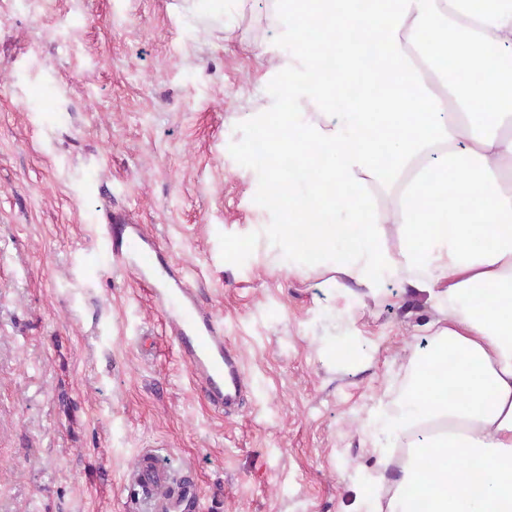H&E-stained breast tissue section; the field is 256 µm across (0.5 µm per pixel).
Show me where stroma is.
Segmentation results:
<instances>
[{
    "label": "stroma",
    "mask_w": 512,
    "mask_h": 512,
    "mask_svg": "<svg viewBox=\"0 0 512 512\" xmlns=\"http://www.w3.org/2000/svg\"><path fill=\"white\" fill-rule=\"evenodd\" d=\"M213 9L0 0V512H155L140 458L195 512H344L372 464L359 426L406 310H357L365 354L332 371L335 299L244 261L262 217L239 116L277 29L266 0ZM119 214L223 318L240 411L205 404L145 285L107 267L98 227Z\"/></svg>",
    "instance_id": "stroma-1"
}]
</instances>
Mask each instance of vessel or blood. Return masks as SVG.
<instances>
[{
    "mask_svg": "<svg viewBox=\"0 0 512 512\" xmlns=\"http://www.w3.org/2000/svg\"><path fill=\"white\" fill-rule=\"evenodd\" d=\"M100 246L113 269L146 284L164 312L166 332L208 406L224 413L239 407L248 382L240 359L224 340V321L203 308L184 268L160 258L161 247L143 226L104 225Z\"/></svg>",
    "mask_w": 512,
    "mask_h": 512,
    "instance_id": "b4317fda",
    "label": "vessel or blood"
}]
</instances>
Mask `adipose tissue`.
Here are the masks:
<instances>
[{"instance_id":"adipose-tissue-1","label":"adipose tissue","mask_w":512,"mask_h":512,"mask_svg":"<svg viewBox=\"0 0 512 512\" xmlns=\"http://www.w3.org/2000/svg\"><path fill=\"white\" fill-rule=\"evenodd\" d=\"M350 4L271 0V91L238 151L274 216L252 225V255L343 299L345 332L353 308L393 296L428 315L408 324L399 385L366 411L375 492L353 512H512V109L497 105L512 96V0ZM425 30L452 40L457 79ZM284 71L297 79L281 87Z\"/></svg>"}]
</instances>
